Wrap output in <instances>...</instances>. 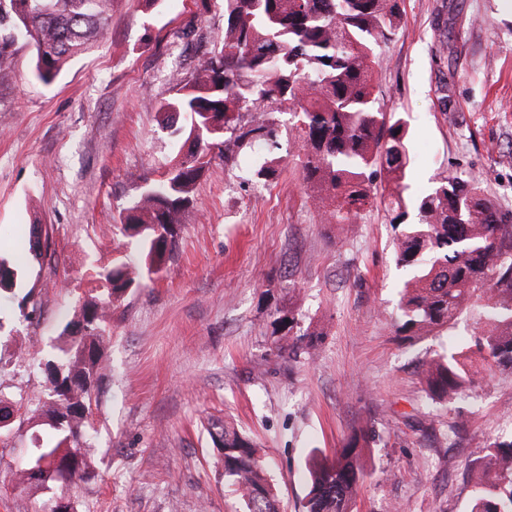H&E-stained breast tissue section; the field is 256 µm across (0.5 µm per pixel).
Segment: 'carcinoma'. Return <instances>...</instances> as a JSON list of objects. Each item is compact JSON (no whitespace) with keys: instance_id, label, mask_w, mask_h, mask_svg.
<instances>
[{"instance_id":"obj_1","label":"carcinoma","mask_w":512,"mask_h":512,"mask_svg":"<svg viewBox=\"0 0 512 512\" xmlns=\"http://www.w3.org/2000/svg\"><path fill=\"white\" fill-rule=\"evenodd\" d=\"M114 0H0V59L20 41L36 54L34 77L52 84L74 58L106 33ZM224 28L198 59L192 77L161 103L162 127L189 145L178 151L159 180H145L126 208L121 233L134 239L143 263L117 262L98 272L103 299L72 312L55 343L58 381L49 380L41 412L52 422V442L25 469L30 483H71L91 477L81 453L105 370L100 342L109 335L112 301L136 279L162 271L172 257L178 225L193 201L207 157L248 142L263 148L258 181L278 172L279 116L293 119L302 179L325 219L345 231L377 200L385 172L387 207L394 213L397 263L410 270L399 302L401 332L428 334L478 311L474 347L448 348L425 362L422 380L432 399L452 402L471 394L484 374L512 372V224L485 195L481 178L448 176L417 200L418 221H407L402 180L410 166L406 121L385 112L375 95L381 48L395 34L400 0H223ZM29 252L42 255V227H30ZM17 273L0 257V291ZM313 341L275 343L280 355H298ZM222 456L224 482L243 512H281L257 443L226 424L209 429ZM361 429L329 457L307 462L305 512H352L360 477ZM470 512H512V440H495L470 469Z\"/></svg>"}]
</instances>
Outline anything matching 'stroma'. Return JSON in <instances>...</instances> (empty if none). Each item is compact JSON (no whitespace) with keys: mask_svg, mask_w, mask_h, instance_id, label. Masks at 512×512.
Returning <instances> with one entry per match:
<instances>
[{"mask_svg":"<svg viewBox=\"0 0 512 512\" xmlns=\"http://www.w3.org/2000/svg\"><path fill=\"white\" fill-rule=\"evenodd\" d=\"M401 11L375 93L410 128L405 198L477 175L512 217V10L503 0H403ZM223 25L220 0H115L106 39L51 85L33 77L26 44L0 62V257L20 268L0 295V401L21 406L0 430V512L60 500L73 512H234L213 421L256 441L285 512H303L308 454L333 455L364 427L367 475L354 512H466L469 465L488 443L512 438V376L484 378L452 403L429 397L421 363L472 346V317L429 335L398 332L408 272L395 261L390 212L378 205L338 233L286 130L268 183L252 177L256 147L206 166L173 258L113 303L84 450L94 478H21L53 434L36 411L48 344L94 295L92 270L117 258L140 264L119 231L122 209L178 150L156 107L190 79ZM34 224L50 234L37 259ZM28 293L32 319L19 307ZM287 312L295 334L314 340L295 360L272 352L273 320Z\"/></svg>","mask_w":512,"mask_h":512,"instance_id":"1","label":"stroma"}]
</instances>
